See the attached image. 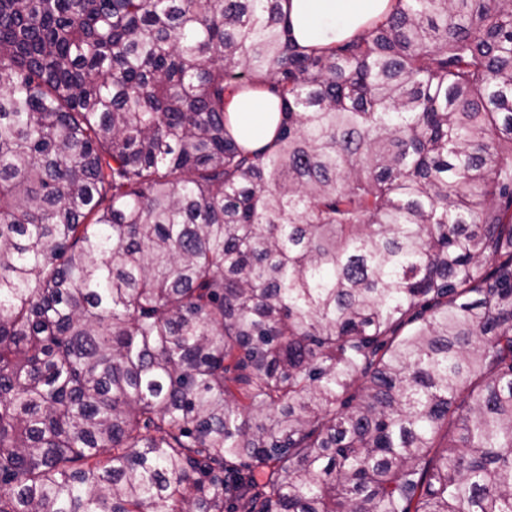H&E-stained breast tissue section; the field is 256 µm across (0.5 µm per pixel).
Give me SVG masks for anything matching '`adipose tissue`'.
Returning a JSON list of instances; mask_svg holds the SVG:
<instances>
[{"label":"adipose tissue","mask_w":512,"mask_h":512,"mask_svg":"<svg viewBox=\"0 0 512 512\" xmlns=\"http://www.w3.org/2000/svg\"><path fill=\"white\" fill-rule=\"evenodd\" d=\"M391 4L392 0H283L282 6L298 44L326 48L387 13ZM228 115L234 135L250 150L269 144L280 121L276 99L254 90L236 95Z\"/></svg>","instance_id":"obj_1"}]
</instances>
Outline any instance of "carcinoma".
<instances>
[{
    "mask_svg": "<svg viewBox=\"0 0 512 512\" xmlns=\"http://www.w3.org/2000/svg\"><path fill=\"white\" fill-rule=\"evenodd\" d=\"M394 2L0 0V512H512V0ZM293 38L305 47L326 48L353 36L390 10L392 0H282ZM280 114L277 100L262 91L238 94L228 106L232 131L250 150L261 149L272 141Z\"/></svg>",
    "mask_w": 512,
    "mask_h": 512,
    "instance_id": "cac0c4a2",
    "label": "carcinoma"
}]
</instances>
